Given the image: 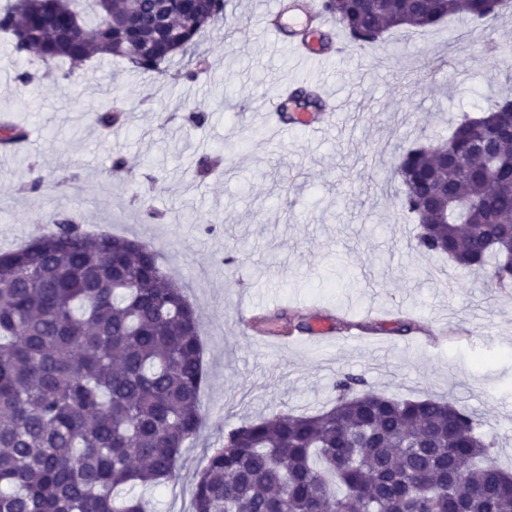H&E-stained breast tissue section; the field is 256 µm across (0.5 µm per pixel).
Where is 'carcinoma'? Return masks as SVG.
I'll return each mask as SVG.
<instances>
[{"mask_svg": "<svg viewBox=\"0 0 512 512\" xmlns=\"http://www.w3.org/2000/svg\"><path fill=\"white\" fill-rule=\"evenodd\" d=\"M12 0L0 32L16 54L72 65L93 56L161 72L195 53L224 14V0ZM485 0H321L361 47L396 29L428 30L458 12L484 19ZM322 110L310 90L282 106ZM512 98L455 122L465 148L487 128L484 157L464 170L418 143L402 148L396 177L403 210L423 209L415 247L482 269L512 285V134L501 123ZM121 100L97 113L110 127ZM24 127L0 124V149ZM204 382L196 309L136 239L91 236L67 217L26 246L0 252V512H147L135 487L157 490L179 473L182 448L203 423ZM336 405L318 414L277 412L224 434L197 475L192 512H512V475L492 457L494 438L471 412L442 399H398L336 383Z\"/></svg>", "mask_w": 512, "mask_h": 512, "instance_id": "1", "label": "carcinoma"}]
</instances>
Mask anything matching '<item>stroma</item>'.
<instances>
[{"label":"stroma","instance_id":"obj_1","mask_svg":"<svg viewBox=\"0 0 512 512\" xmlns=\"http://www.w3.org/2000/svg\"><path fill=\"white\" fill-rule=\"evenodd\" d=\"M271 2L225 0L223 19L197 47L213 66L191 81L181 55L159 78L106 57L28 92L17 70L45 64L15 56L0 33V115L28 132L19 154L0 152V250L71 213L88 233L154 246L197 309L206 418L177 481L157 493L158 512H192L195 476L225 432L274 411L332 406L347 374L473 412L512 472V287L413 249L417 228L399 208L393 175L401 146L447 139L460 115L512 93L499 64L512 55V2L489 28L452 17L413 38L399 30L306 63L257 28ZM314 82L341 91L345 120L318 135L268 134L263 101L283 85ZM113 87L126 117L106 138L95 117ZM193 112L206 114L204 125L189 122ZM116 153L127 172H112ZM204 153L222 156V174L194 177ZM32 166L45 176L36 192L23 188ZM62 177L73 183L65 193L55 186ZM249 312L325 320L335 342L298 332L260 341L242 330ZM399 320L417 331L396 333ZM355 333L362 341L349 344Z\"/></svg>","mask_w":512,"mask_h":512}]
</instances>
